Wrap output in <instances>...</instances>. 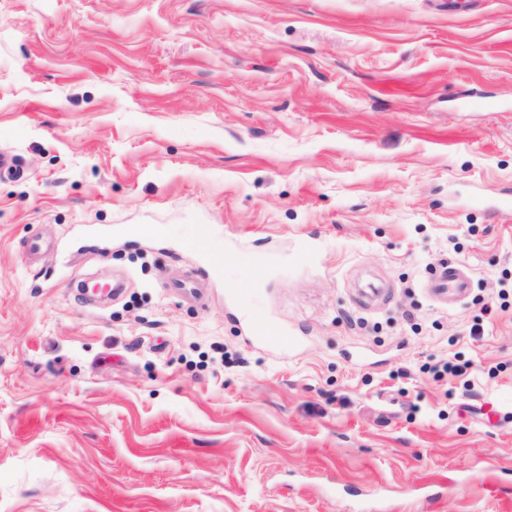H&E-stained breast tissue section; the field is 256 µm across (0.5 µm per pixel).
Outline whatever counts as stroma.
Returning <instances> with one entry per match:
<instances>
[{
    "label": "stroma",
    "instance_id": "1",
    "mask_svg": "<svg viewBox=\"0 0 512 512\" xmlns=\"http://www.w3.org/2000/svg\"><path fill=\"white\" fill-rule=\"evenodd\" d=\"M0 151V512H512V0H0ZM428 288L437 296L445 298L455 294H463L468 288V282L460 277L459 265L448 261L440 265L430 279Z\"/></svg>",
    "mask_w": 512,
    "mask_h": 512
}]
</instances>
